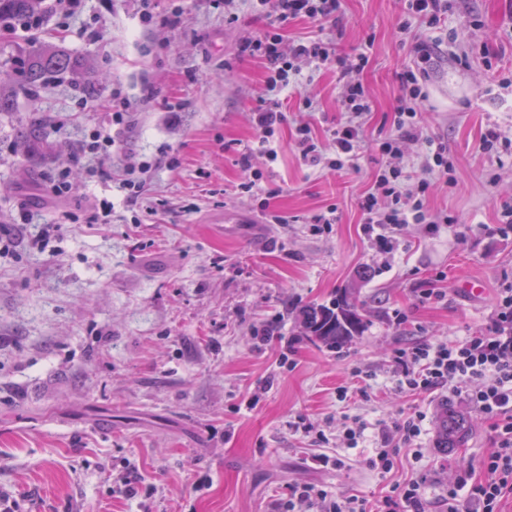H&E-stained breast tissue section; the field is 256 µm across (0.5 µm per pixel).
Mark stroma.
Here are the masks:
<instances>
[{
  "mask_svg": "<svg viewBox=\"0 0 512 512\" xmlns=\"http://www.w3.org/2000/svg\"><path fill=\"white\" fill-rule=\"evenodd\" d=\"M341 4L342 29L329 33L337 52L370 45L358 166L312 169L293 148L297 119L321 139L336 123V71L317 70L315 111L285 100L277 161L253 157L260 195L241 191L237 163L255 144L265 80L262 64L237 55L262 27L254 0H82L48 11L37 34L0 40L2 83L33 36L105 75L90 94L49 79L0 112V239L12 243L0 253V490L21 512H286L289 488L305 485L363 497L376 512L412 478L443 512L447 483L488 453L489 423L464 396L397 394L391 364L398 350L484 330L512 287V166L476 150L487 125L512 136V0H459L437 33L423 120L447 145L455 183L424 207L453 223L411 224L384 242L364 232L357 197L409 61L395 32L404 0ZM122 102L131 122L111 128L114 146L74 157ZM31 123L43 140L25 149ZM145 161L130 200L120 179ZM60 177L67 191L56 198ZM105 203L107 220L92 222ZM331 205L338 222L313 230L310 217ZM23 206L33 223H18ZM266 208L288 223H265ZM42 225L44 251L29 250ZM356 279L363 332L337 351L300 337L301 311ZM468 280L482 281L481 295L463 290ZM271 322L274 336L262 339ZM358 368L377 373L371 400L337 401ZM446 400L473 421L447 456L434 447ZM411 407L426 414L417 449H400L389 473L372 470L381 428ZM347 416L367 427L362 447H324L295 429L302 417L332 439ZM319 453L334 465L313 464ZM123 472L137 497L113 494Z\"/></svg>",
  "mask_w": 512,
  "mask_h": 512,
  "instance_id": "1",
  "label": "stroma"
}]
</instances>
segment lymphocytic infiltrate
<instances>
[{"mask_svg": "<svg viewBox=\"0 0 512 512\" xmlns=\"http://www.w3.org/2000/svg\"><path fill=\"white\" fill-rule=\"evenodd\" d=\"M453 0H405L406 20L396 31L411 39L410 62L398 74L400 95L393 109L392 133H379L375 140L378 159L369 187L358 205L364 229L385 240L408 224H445V212L427 213L421 196L437 182L448 180V149L426 133L419 114L428 98L427 76L434 61L435 40L428 31L448 21ZM262 30L242 40L240 56L260 60L266 70L265 95L259 96L252 112L258 152L278 157L276 131L285 121L278 97L287 90L298 92L303 108H311L313 97L303 92L304 69L336 68L339 92L336 109L340 114L325 140L312 135L309 122L296 127L295 148L300 160L310 167L336 171L354 167L365 137L363 118L371 111L361 81L368 57L364 47L337 55L330 51L322 33L338 22L341 0H260ZM296 20L318 29L317 35L285 40L284 32ZM425 28L422 36H411L412 26ZM418 143L414 164L404 163L399 146ZM399 386L405 392L421 394L439 387L465 394L474 408L490 423L493 448L482 462L483 479L463 487H448V512H499L500 500L512 490V289H503L489 328L459 341L426 344L400 351L393 360ZM422 411L400 414L383 429L380 446L368 464L385 473L392 467L396 448L411 447L421 433ZM288 512H367L364 499L350 496L329 498L312 487L291 489Z\"/></svg>", "mask_w": 512, "mask_h": 512, "instance_id": "obj_1", "label": "lymphocytic infiltrate"}]
</instances>
